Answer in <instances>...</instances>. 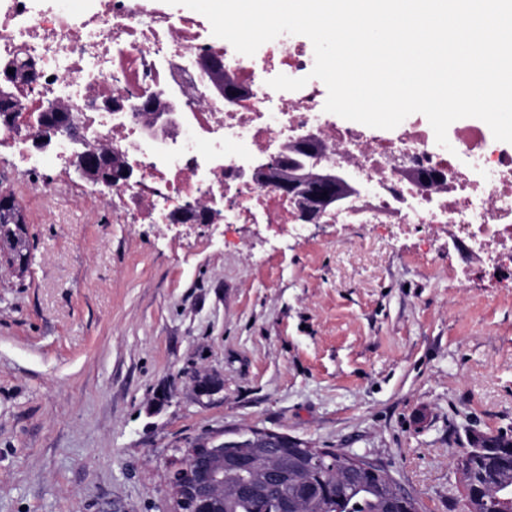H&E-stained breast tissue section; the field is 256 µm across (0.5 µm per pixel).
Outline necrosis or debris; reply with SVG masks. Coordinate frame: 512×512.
<instances>
[{"instance_id":"necrosis-or-debris-1","label":"necrosis or debris","mask_w":512,"mask_h":512,"mask_svg":"<svg viewBox=\"0 0 512 512\" xmlns=\"http://www.w3.org/2000/svg\"><path fill=\"white\" fill-rule=\"evenodd\" d=\"M210 57L230 70L236 105H225L204 80L201 62ZM9 63L20 71L34 67L38 77H17L18 106L0 114V144H11L31 166L66 160V138L35 148L51 109L102 145L122 148L136 181L103 189L122 202L116 223L132 209L150 223L169 225L187 202L206 207L215 198L224 202L225 226L264 224L275 234L303 237L293 201L253 178L245 165L310 130L326 146L323 165L346 168L366 185L331 217L375 227L448 225L455 252L484 256L512 282V143L496 140L486 123L456 127L450 151L435 147L417 124L375 138L356 126L328 123L317 83L294 91L267 83L271 65L287 75L310 71L311 53L283 40L263 67L203 40L193 16L158 12L146 0H100L98 11L79 25L64 5L37 14L30 0H0V68ZM174 93L183 119L165 146L143 133L146 108L163 106Z\"/></svg>"}]
</instances>
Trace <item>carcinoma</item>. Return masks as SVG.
<instances>
[{"mask_svg":"<svg viewBox=\"0 0 512 512\" xmlns=\"http://www.w3.org/2000/svg\"><path fill=\"white\" fill-rule=\"evenodd\" d=\"M469 447L479 449L460 479V490L470 491L465 512H512V437L476 434ZM258 471L224 470L225 498L231 505L224 512H279L278 491L237 495L234 488L253 482ZM321 484L315 494L301 496L306 478ZM288 491L298 493V512H420L418 500L396 484L382 478H359L351 474L343 449L329 448L319 469L310 471L299 463Z\"/></svg>","mask_w":512,"mask_h":512,"instance_id":"cac0c4a2","label":"carcinoma"}]
</instances>
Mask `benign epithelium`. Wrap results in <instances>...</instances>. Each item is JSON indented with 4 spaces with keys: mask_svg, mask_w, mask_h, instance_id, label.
<instances>
[{
    "mask_svg": "<svg viewBox=\"0 0 512 512\" xmlns=\"http://www.w3.org/2000/svg\"><path fill=\"white\" fill-rule=\"evenodd\" d=\"M206 75L219 89H224L227 102L233 103L237 97L232 90L224 87L223 80L231 79L230 72L218 59H209L204 64ZM174 123L172 114L159 116L147 128L146 137L157 140L166 128ZM75 148L68 157V166L82 180L94 184H109L112 178L119 177L125 182L135 179L134 173L124 164L121 152H105L96 141L84 135L73 137ZM311 147L316 152L314 137L300 134L289 144L280 147L275 155H260L250 161L249 169L259 178L271 180L279 189L294 200L300 208V216L309 222L317 223L326 214L330 205L344 207L349 197L358 193L345 174L320 166L318 161L298 162L286 167L284 160L288 152ZM340 183L346 192L335 198L322 196L327 186ZM6 259L20 272L26 268L27 254L22 252L19 236H0V261ZM222 380L210 375H199L194 381L197 397H210L223 389ZM298 439L271 430H250L224 434L223 439L205 437L195 440L187 447L179 449L181 457L174 459L169 468V487L174 499L175 512H224V449L254 448L263 445L259 452L269 448H292Z\"/></svg>",
    "mask_w": 512,
    "mask_h": 512,
    "instance_id": "7a95c632",
    "label": "benign epithelium"
}]
</instances>
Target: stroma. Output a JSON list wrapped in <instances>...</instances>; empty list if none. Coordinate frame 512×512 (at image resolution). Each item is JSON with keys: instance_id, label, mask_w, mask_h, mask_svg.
Instances as JSON below:
<instances>
[{"instance_id": "35a3bbf8", "label": "stroma", "mask_w": 512, "mask_h": 512, "mask_svg": "<svg viewBox=\"0 0 512 512\" xmlns=\"http://www.w3.org/2000/svg\"><path fill=\"white\" fill-rule=\"evenodd\" d=\"M1 189L29 260L0 267V512H171L177 449L250 429L376 459L423 512H462L456 455L512 435V288L447 225L112 224L115 199L7 145ZM203 372L223 391L197 397Z\"/></svg>"}]
</instances>
